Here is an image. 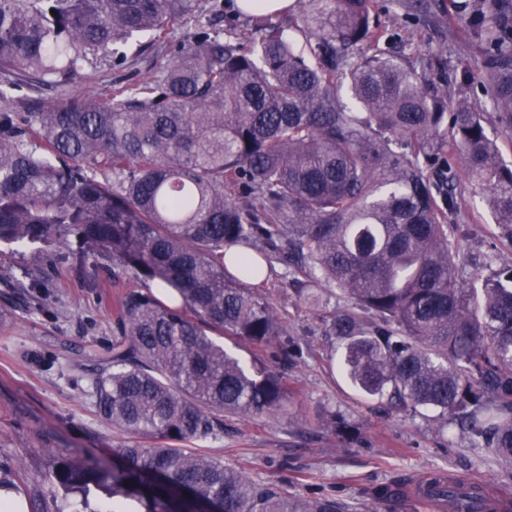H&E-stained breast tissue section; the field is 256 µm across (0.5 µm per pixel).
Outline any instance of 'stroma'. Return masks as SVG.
<instances>
[{"mask_svg": "<svg viewBox=\"0 0 512 512\" xmlns=\"http://www.w3.org/2000/svg\"><path fill=\"white\" fill-rule=\"evenodd\" d=\"M409 14L405 0H377V23L392 33L385 47L436 79L448 75L450 100L483 112L487 135L500 161L512 167V136L498 123L481 88L483 57L463 27H449L448 0H423ZM182 29L116 67L98 63L81 94L111 96L115 87L148 77L170 56ZM467 207L455 232L463 279L512 262V241L501 233L481 186H458ZM300 277L284 262L272 263L262 287L285 321L296 353L284 375L299 394L287 414L252 420L228 415L224 435L202 444L225 466L257 483L286 486L295 497L328 498L336 512H419L393 489L430 476L478 479L489 495H512V464L497 460L456 425L431 413H413L388 400L366 399L349 384L331 357L322 313L343 307L338 289L323 293L321 308L297 297ZM144 288L143 280L116 274L111 260L88 257L48 266L26 247H0V479L21 470L27 512H68L54 479L58 456L111 460L123 442L120 431L98 416L90 395L91 370L112 348V298L116 287ZM331 426L314 429L315 416ZM389 490L377 501L374 489Z\"/></svg>", "mask_w": 512, "mask_h": 512, "instance_id": "stroma-1", "label": "stroma"}]
</instances>
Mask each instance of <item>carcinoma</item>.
<instances>
[{"label":"carcinoma","instance_id":"cac0c4a2","mask_svg":"<svg viewBox=\"0 0 512 512\" xmlns=\"http://www.w3.org/2000/svg\"><path fill=\"white\" fill-rule=\"evenodd\" d=\"M208 9L218 4L0 0V98L62 91L0 112V243L110 257L169 295L117 296L92 396L127 441L112 464L61 457L72 512H103L90 507L99 491L146 512H335L182 447L219 439L226 414L274 418L295 396L264 357L283 331L259 291L272 257L350 302L328 334L363 396L456 421L512 462V265L465 288L453 239L454 166L486 187L512 239V168L482 113L380 50L374 0H307L240 30L200 21ZM461 10L512 133V0ZM192 19L155 75L108 98L66 94L98 61L122 66ZM341 77L361 111L341 103ZM217 336L249 342L251 365ZM485 498L478 489L452 512H483ZM59 94L60 90L56 88L43 86L39 90H34L23 86L22 89L14 93L12 99H0V109L13 108L17 112H26L29 105L54 100Z\"/></svg>","mask_w":512,"mask_h":512}]
</instances>
